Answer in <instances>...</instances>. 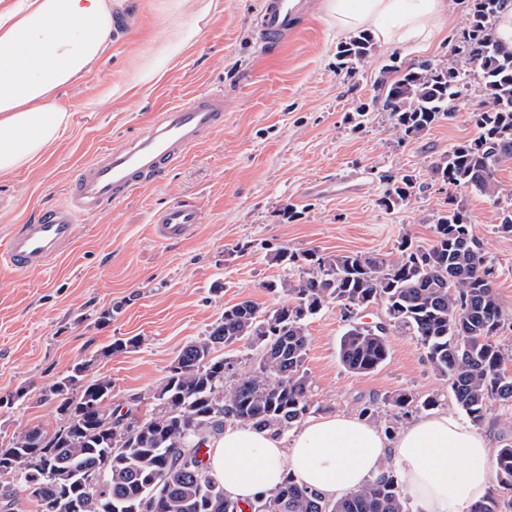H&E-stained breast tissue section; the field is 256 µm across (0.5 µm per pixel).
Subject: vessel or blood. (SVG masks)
I'll return each mask as SVG.
<instances>
[{
	"label": "vessel or blood",
	"instance_id": "obj_1",
	"mask_svg": "<svg viewBox=\"0 0 512 512\" xmlns=\"http://www.w3.org/2000/svg\"><path fill=\"white\" fill-rule=\"evenodd\" d=\"M309 15V0H260L256 35L263 53L281 54ZM223 126V90L162 105L139 133L99 150L81 168L63 203L42 208L30 223L15 225L0 248V263L18 272L44 269L74 242L81 218L153 185ZM153 222L160 240L180 241L193 233L200 212L195 205L177 204L158 210Z\"/></svg>",
	"mask_w": 512,
	"mask_h": 512
}]
</instances>
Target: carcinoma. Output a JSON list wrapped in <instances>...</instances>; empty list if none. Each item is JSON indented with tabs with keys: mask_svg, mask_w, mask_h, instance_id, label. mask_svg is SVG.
Returning <instances> with one entry per match:
<instances>
[{
	"mask_svg": "<svg viewBox=\"0 0 512 512\" xmlns=\"http://www.w3.org/2000/svg\"><path fill=\"white\" fill-rule=\"evenodd\" d=\"M512 11V0H469L459 42L461 57L448 67L429 61L386 69V90L378 105L391 113L393 127L414 138L440 119L454 117V102L467 85L468 70L480 69L487 101L471 113L476 134L448 150L434 166L438 179L494 197L496 173L512 160V46L496 39L495 22ZM374 42L360 32L336 47L337 68L348 73L372 55ZM416 181L395 180L386 207L408 200ZM427 247L407 238L399 256L343 253L323 255L282 249L273 260L309 267L296 279L280 281L288 302L263 310L251 300L224 309L205 338L186 345L168 366L156 399L172 415L152 416L129 429L130 411L112 405V380H86L90 363H79L44 393L57 398L67 417L49 433L34 426L0 448V477L16 475L36 485L30 497L40 512H242L198 458L205 435L221 434L227 422H245L281 434L310 412L311 389L302 371L309 347L306 320L327 302L347 313L374 303L389 320L417 336L432 367L451 380L457 405L479 425L494 401L512 405V375L503 365L512 358L494 337L503 313L491 268L471 231L463 208L450 204L437 219ZM388 328L350 326L338 355L354 373H369L388 357ZM257 350L256 365L224 388L232 364L214 352L241 341ZM500 487L512 492V442L494 453ZM103 474L87 486L85 476ZM252 512H408L397 478L388 475L335 501L324 500L286 473L279 488L258 499ZM471 512H512V496H489Z\"/></svg>",
	"mask_w": 512,
	"mask_h": 512,
	"instance_id": "1",
	"label": "carcinoma"
}]
</instances>
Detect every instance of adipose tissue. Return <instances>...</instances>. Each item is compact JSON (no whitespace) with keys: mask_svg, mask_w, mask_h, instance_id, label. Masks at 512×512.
Masks as SVG:
<instances>
[{"mask_svg":"<svg viewBox=\"0 0 512 512\" xmlns=\"http://www.w3.org/2000/svg\"><path fill=\"white\" fill-rule=\"evenodd\" d=\"M342 33L370 30L389 49L442 45L450 0H327ZM112 0H17L0 14V176L48 151L69 124L57 90L91 75L110 44ZM210 476L248 505L285 472L334 500L389 472L399 474L412 512H468L492 482L488 441L448 412L387 438L373 423L337 413L309 418L293 438L231 424L207 443Z\"/></svg>","mask_w":512,"mask_h":512,"instance_id":"adipose-tissue-1","label":"adipose tissue"}]
</instances>
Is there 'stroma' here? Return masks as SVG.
I'll return each instance as SVG.
<instances>
[{"instance_id":"35a3bbf8","label":"stroma","mask_w":512,"mask_h":512,"mask_svg":"<svg viewBox=\"0 0 512 512\" xmlns=\"http://www.w3.org/2000/svg\"><path fill=\"white\" fill-rule=\"evenodd\" d=\"M260 0H116L112 44L94 73L64 87L56 102L70 123L31 166L0 176V240L33 219L39 207L63 202L68 182L96 151L140 132L159 101L184 102L224 89V127L194 148L156 185L86 217L61 258L40 271L0 267V446L33 426L52 431L62 417L42 389L89 362L88 376L112 382L113 403L133 418L158 413L155 394L187 343L205 336L225 308L244 299L272 308L284 297L269 284L297 277L273 262L278 250L322 254L397 255L402 238L426 246L449 203L467 213L494 273L503 320L496 340L512 352V233L500 231L512 207V161L496 178L497 197L448 186L434 166L452 145L470 139L471 112L485 100L478 74L452 119L412 139L393 129L390 113L360 111L380 86L390 61L407 67L423 60L457 61L453 48L465 25L464 0H453L455 22L439 48H376L355 73L336 67L346 39L315 0L303 33L274 59L264 57L253 23ZM419 188L406 202L385 207L401 175ZM188 202L201 212L194 234L166 243L151 216ZM111 320H103V313ZM384 305L345 316L326 303L307 321L303 366L312 415L370 410V422L397 435L424 413H401L394 396L436 397L439 409L459 407L448 377L435 372L414 334L390 328L389 355L368 374L347 370L338 356L350 323L387 322ZM138 346L104 358L118 338Z\"/></svg>"}]
</instances>
